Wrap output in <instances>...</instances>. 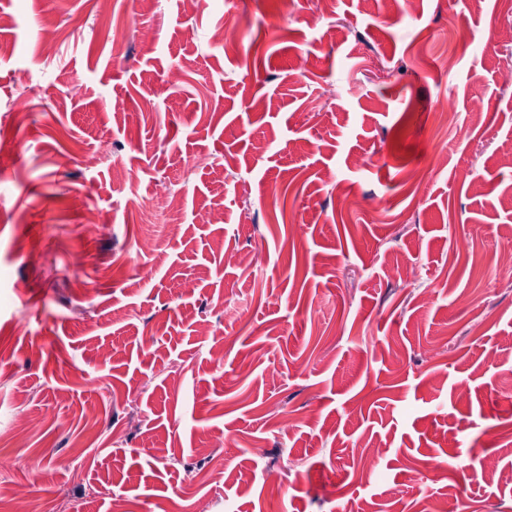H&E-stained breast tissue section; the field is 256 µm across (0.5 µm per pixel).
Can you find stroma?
I'll return each instance as SVG.
<instances>
[{
  "instance_id": "35a3bbf8",
  "label": "stroma",
  "mask_w": 512,
  "mask_h": 512,
  "mask_svg": "<svg viewBox=\"0 0 512 512\" xmlns=\"http://www.w3.org/2000/svg\"><path fill=\"white\" fill-rule=\"evenodd\" d=\"M0 14V479L32 512H512L467 475L512 469V0Z\"/></svg>"
}]
</instances>
